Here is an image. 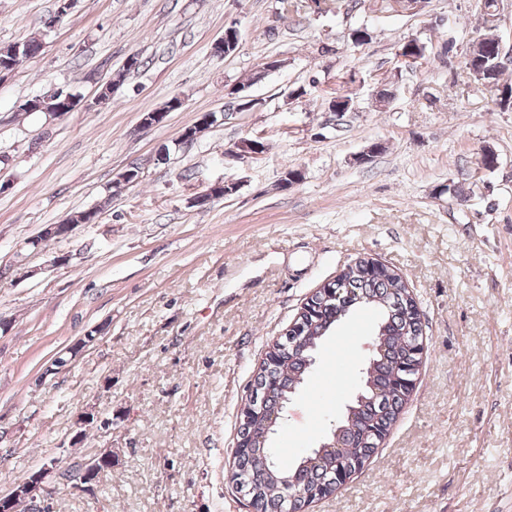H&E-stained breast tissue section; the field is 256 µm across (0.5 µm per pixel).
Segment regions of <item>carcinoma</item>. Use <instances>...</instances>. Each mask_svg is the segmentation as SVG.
I'll return each instance as SVG.
<instances>
[{"mask_svg": "<svg viewBox=\"0 0 512 512\" xmlns=\"http://www.w3.org/2000/svg\"><path fill=\"white\" fill-rule=\"evenodd\" d=\"M499 39L484 35L471 42V62L478 71L485 70L490 58H499ZM427 45L413 38L399 45L395 57L400 66L414 68L426 57ZM507 67L500 66L486 75L485 80L496 90L491 92L493 105L501 112H512V84H500ZM355 74L336 78L331 100L350 98L348 87ZM330 284L336 295L319 290L313 299L312 313L300 324L305 339L297 347L286 340L277 346L280 361L266 377H255L254 391L264 398L265 408L272 412L283 406L305 386L313 368L312 358L325 339L346 316L355 310L375 311L377 349L362 372V391L348 406L346 414L329 430L324 447L312 449L291 462H277L269 452V442L277 428L268 431L258 422L241 421L238 436L251 442V453L237 460V473L253 487L254 506L258 512H297L301 501L286 504L282 500L281 483L291 477L301 484L320 486L336 478V472L359 459H368L378 441L362 438L360 428L369 423L385 430L396 419L407 401L405 393L391 384L392 377L413 359V344L423 340L421 318L412 311L411 292L402 277L391 271L381 278L367 273L365 268H351Z\"/></svg>", "mask_w": 512, "mask_h": 512, "instance_id": "carcinoma-1", "label": "carcinoma"}]
</instances>
